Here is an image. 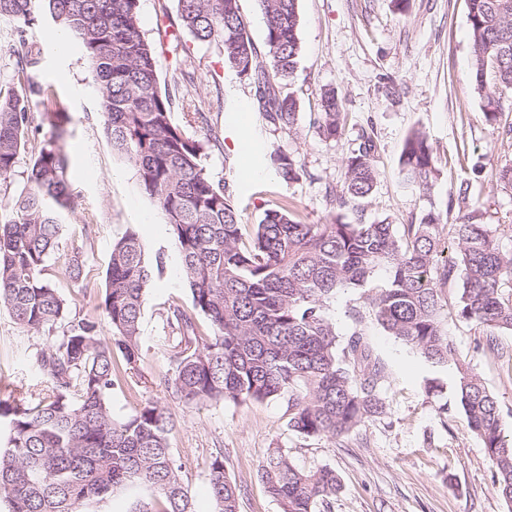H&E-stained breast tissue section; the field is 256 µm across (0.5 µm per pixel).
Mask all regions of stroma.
<instances>
[{"mask_svg":"<svg viewBox=\"0 0 512 512\" xmlns=\"http://www.w3.org/2000/svg\"><path fill=\"white\" fill-rule=\"evenodd\" d=\"M408 13L392 0H299L302 55L292 89L302 114L296 134L269 131L248 85L225 66L219 43L189 42L181 59L159 57V81L175 97L201 104L222 146L204 161L214 180L229 182L242 223H259L266 209L288 204L307 221L320 224L333 216L327 189L343 179L344 160L363 134L376 144L378 180L363 212L346 209V221L395 224L419 221L430 209L455 218L450 194L471 186L488 224L512 222V189L494 173L512 164V112L500 126L486 122L479 96L470 82L473 45L465 0H411ZM38 20L27 40L39 49V64L29 69L32 84L50 89L66 108L69 121L62 139L68 160L71 198L63 211L59 248L47 263L46 279L66 299L70 313L101 317L105 272L113 243L137 227L148 256L163 255L166 269L150 289L142 318L143 374L139 383L124 382L112 391L114 418L131 414L137 404L157 401L177 418L171 438L184 463L196 512H211L208 464L223 455L229 476L240 486L239 512H282L258 478L270 449H286L301 466L333 469L341 490L320 512H512L499 495L495 468L482 442L473 435L454 396L452 371H434L412 349L384 332L373 319L363 328L373 357L385 368L382 414L344 438L304 437L288 425L287 398L260 403H210L187 407L158 385L167 369L161 342L170 335V303L190 305L191 296L178 267L174 244L160 211L143 193L130 162L115 153L104 133L96 78L79 46L53 50L60 28L34 0ZM192 74L174 82L175 67ZM336 91L345 102L341 138L322 139L311 122L320 94ZM424 131L438 159L440 175L422 194L405 187L399 159L407 134ZM264 146L279 144L303 169L298 181L283 182L259 165L244 177L247 135ZM483 163L474 172V160ZM150 224H143V217ZM82 248L86 265L80 282L65 278L60 267L72 248ZM457 358L498 398L506 431H512V333H500L494 348L484 346L486 332L473 322L447 317ZM49 342L47 334L20 329L0 308V398L24 389L35 405L46 387L35 358ZM441 392L427 393L428 379ZM448 408L440 424V406Z\"/></svg>","mask_w":512,"mask_h":512,"instance_id":"35a3bbf8","label":"stroma"}]
</instances>
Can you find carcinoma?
Wrapping results in <instances>:
<instances>
[{"instance_id":"carcinoma-1","label":"carcinoma","mask_w":512,"mask_h":512,"mask_svg":"<svg viewBox=\"0 0 512 512\" xmlns=\"http://www.w3.org/2000/svg\"><path fill=\"white\" fill-rule=\"evenodd\" d=\"M52 20L76 38L96 75L104 132L113 151L130 161L143 191L164 216L175 242L192 309L172 305L163 337L170 368L162 383L186 405L207 402H263L288 396L289 425L305 437H345L380 414L384 367L371 359L365 314L390 336L433 367L456 370V396L468 429L487 449L496 468L500 496L512 506V439L504 436L497 397L455 357L445 328L441 288L461 281L456 316L486 328L493 344L498 332H512V224H485L460 185L455 223L435 211L419 222L397 225L383 219L365 224L340 217L309 224L286 205L265 211L260 223L240 222L230 185L213 181L203 166L220 146L198 102L174 103L160 87L156 47L142 33L138 0H45ZM266 26L269 64L258 52L240 11V0H177L179 29L200 43L219 42L224 61L250 86L266 126L297 131L301 112L282 86L293 77L301 56L298 0H257ZM32 0H0V17L18 23L19 89L0 96V188L13 182L22 154L31 163L27 187L9 198L12 218L0 220V307L27 331L57 333L37 354L47 386L33 407L24 399L0 401L7 436L0 444V506L6 512H98L131 485L148 498L130 512H194L181 478L183 463L173 453L175 421L157 402L135 407L128 417L112 416L109 397L122 378L139 375L140 337L147 290L163 268L150 260L139 234L128 230L112 246L101 309L112 338H101L93 317L70 315L66 302L44 278L62 231L60 211L71 196L68 164L59 140L67 113L58 107L34 115L32 100L51 94L28 83L27 69L38 63L26 31L37 21ZM473 42L470 74L483 100L486 121L498 124L512 111V0H466ZM183 121L173 119L174 109ZM344 102L321 93L315 124L325 140L344 130ZM51 135L30 143L34 123ZM376 143L362 137L344 161V179L330 194L341 211L360 209L377 180ZM268 165L288 183L302 169L272 145ZM403 183L425 193L439 176L428 137L410 133L400 155ZM455 256L443 257L445 245ZM86 259L80 249L66 259L64 275L77 281ZM378 266L383 285L366 297L367 311L354 310L358 327L341 336L328 314L336 295L365 288ZM203 317V331L197 317ZM282 512H316L340 489L327 467L302 468L288 451L275 448L259 471ZM213 512H238L240 486L219 455L209 465Z\"/></svg>"}]
</instances>
